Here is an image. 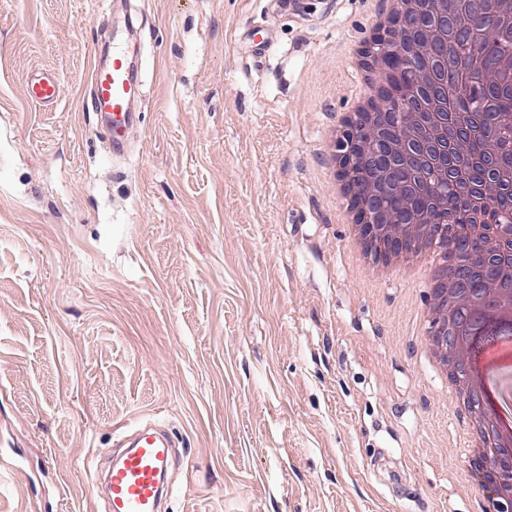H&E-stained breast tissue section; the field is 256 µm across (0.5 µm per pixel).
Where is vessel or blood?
Returning a JSON list of instances; mask_svg holds the SVG:
<instances>
[{
  "mask_svg": "<svg viewBox=\"0 0 512 512\" xmlns=\"http://www.w3.org/2000/svg\"><path fill=\"white\" fill-rule=\"evenodd\" d=\"M90 88L96 124L105 131L112 155L125 154L128 133L136 123L132 105L141 92L126 54L116 49L108 61H94ZM26 94L38 103L57 102L59 81L53 75L38 76L28 81ZM173 446L170 434L159 426L119 441L103 479L105 512H162Z\"/></svg>",
  "mask_w": 512,
  "mask_h": 512,
  "instance_id": "b4317fda",
  "label": "vessel or blood"
}]
</instances>
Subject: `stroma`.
Segmentation results:
<instances>
[{"mask_svg":"<svg viewBox=\"0 0 512 512\" xmlns=\"http://www.w3.org/2000/svg\"><path fill=\"white\" fill-rule=\"evenodd\" d=\"M372 2L0 0V512H100L113 430L151 420L169 512H485L419 291L354 265L316 151ZM108 29L145 81L121 158L89 99ZM27 97L38 103H55L60 98V84L55 75H41L28 81Z\"/></svg>","mask_w":512,"mask_h":512,"instance_id":"35a3bbf8","label":"stroma"}]
</instances>
